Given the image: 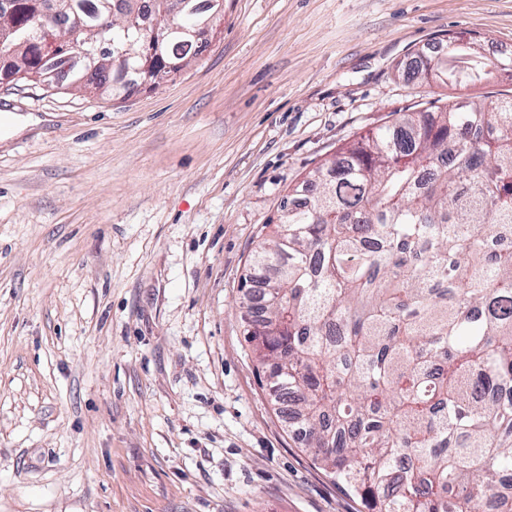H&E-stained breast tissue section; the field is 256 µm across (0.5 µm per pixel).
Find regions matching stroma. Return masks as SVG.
Segmentation results:
<instances>
[{
    "label": "stroma",
    "instance_id": "35a3bbf8",
    "mask_svg": "<svg viewBox=\"0 0 512 512\" xmlns=\"http://www.w3.org/2000/svg\"><path fill=\"white\" fill-rule=\"evenodd\" d=\"M512 0H224L123 99L0 81V512H363L290 432L242 280L289 185L456 96L413 55Z\"/></svg>",
    "mask_w": 512,
    "mask_h": 512
}]
</instances>
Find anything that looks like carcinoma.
<instances>
[{
    "label": "carcinoma",
    "instance_id": "obj_1",
    "mask_svg": "<svg viewBox=\"0 0 512 512\" xmlns=\"http://www.w3.org/2000/svg\"><path fill=\"white\" fill-rule=\"evenodd\" d=\"M186 19L221 15L183 0ZM93 57L67 65L63 18ZM165 0H0V53L112 94L127 69L169 77L206 44L168 31ZM164 37L159 52L143 27ZM104 42L126 50L121 60ZM481 38L415 54L408 78L480 83L512 72ZM288 216L252 254L243 287L263 289L247 329L292 432L368 512H512V98L405 112L339 149L286 195Z\"/></svg>",
    "mask_w": 512,
    "mask_h": 512
}]
</instances>
